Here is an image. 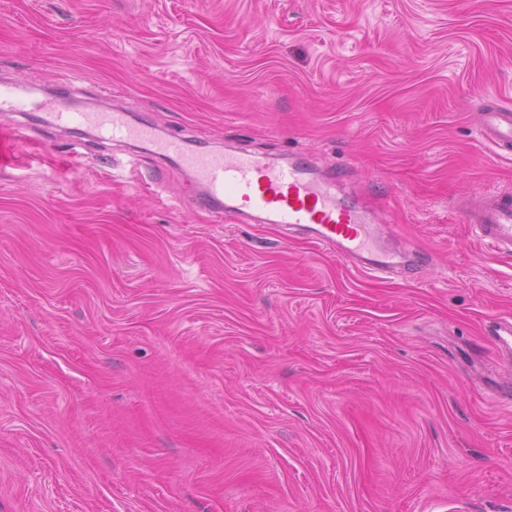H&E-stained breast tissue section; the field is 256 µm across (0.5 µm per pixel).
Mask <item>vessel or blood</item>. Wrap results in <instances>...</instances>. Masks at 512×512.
Returning <instances> with one entry per match:
<instances>
[{"instance_id":"vessel-or-blood-1","label":"vessel or blood","mask_w":512,"mask_h":512,"mask_svg":"<svg viewBox=\"0 0 512 512\" xmlns=\"http://www.w3.org/2000/svg\"><path fill=\"white\" fill-rule=\"evenodd\" d=\"M32 103L25 82L0 84V112H27ZM50 125L85 126L114 139L150 142L157 155L188 169L202 188L197 204L213 213L241 216L260 213L276 223L307 231L312 242L335 251L357 268L377 273L402 266L404 260L423 263L421 254L388 249L376 225L336 194L337 178L317 179L298 159L278 164L247 152H201L179 138H158L153 127L133 121L125 112L48 113ZM483 141L495 148H512V104L483 107L477 114ZM457 209L478 237L495 250L512 251V193L485 192L460 199Z\"/></svg>"}]
</instances>
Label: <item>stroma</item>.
Listing matches in <instances>:
<instances>
[{
    "instance_id": "obj_1",
    "label": "stroma",
    "mask_w": 512,
    "mask_h": 512,
    "mask_svg": "<svg viewBox=\"0 0 512 512\" xmlns=\"http://www.w3.org/2000/svg\"><path fill=\"white\" fill-rule=\"evenodd\" d=\"M37 87L0 166V512H512V0H0ZM85 93L204 151L302 156L429 255L370 277L218 216L180 165L44 128ZM477 127L483 141L495 148H512V107L510 103L484 106L477 114ZM457 209L466 224L478 237L496 251H512V193L510 191L484 192L475 197L462 198Z\"/></svg>"
}]
</instances>
